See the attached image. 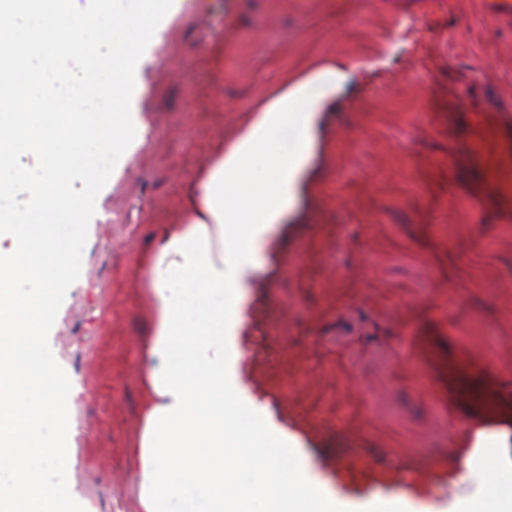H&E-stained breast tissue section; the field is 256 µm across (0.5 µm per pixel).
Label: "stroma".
Wrapping results in <instances>:
<instances>
[{"mask_svg": "<svg viewBox=\"0 0 512 512\" xmlns=\"http://www.w3.org/2000/svg\"><path fill=\"white\" fill-rule=\"evenodd\" d=\"M486 0H174L136 68L148 124L96 201L49 334L76 400L85 512H136L147 325L135 257L208 149L314 58L355 74L291 223L243 291L245 408L361 508L449 512L448 461L512 417V25Z\"/></svg>", "mask_w": 512, "mask_h": 512, "instance_id": "1", "label": "stroma"}]
</instances>
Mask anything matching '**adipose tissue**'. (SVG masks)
Instances as JSON below:
<instances>
[{
	"mask_svg": "<svg viewBox=\"0 0 512 512\" xmlns=\"http://www.w3.org/2000/svg\"><path fill=\"white\" fill-rule=\"evenodd\" d=\"M352 77L344 62L308 63L280 80L236 136L218 143L179 200V223L164 225L137 265L141 309L151 330L139 365L142 429L127 464L138 478L137 512H336L320 483L304 486L264 429H240L241 290L288 223L303 191L324 112ZM296 142L281 152L282 132ZM198 277L195 297L184 285ZM451 469L466 488L457 512H512V486L477 466L512 453V432L477 429Z\"/></svg>",
	"mask_w": 512,
	"mask_h": 512,
	"instance_id": "obj_1",
	"label": "adipose tissue"
}]
</instances>
